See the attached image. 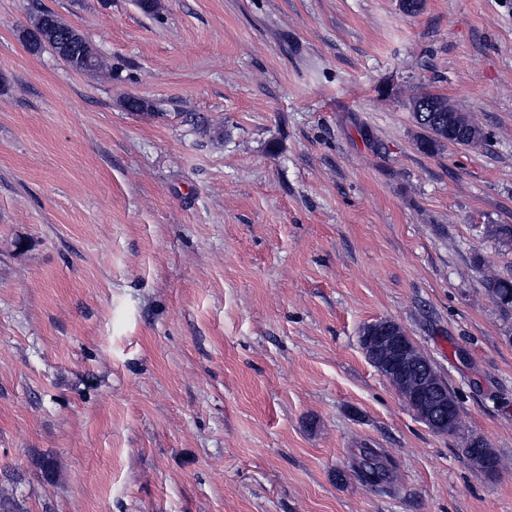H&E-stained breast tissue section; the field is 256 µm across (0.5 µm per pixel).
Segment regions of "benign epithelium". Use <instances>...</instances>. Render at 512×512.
Listing matches in <instances>:
<instances>
[{
	"instance_id": "1",
	"label": "benign epithelium",
	"mask_w": 512,
	"mask_h": 512,
	"mask_svg": "<svg viewBox=\"0 0 512 512\" xmlns=\"http://www.w3.org/2000/svg\"><path fill=\"white\" fill-rule=\"evenodd\" d=\"M362 349L369 362L388 379L402 376V360L413 349V343L399 323L380 319L363 334ZM408 403L416 417L435 431L452 423L457 414L444 383L427 375L419 380Z\"/></svg>"
}]
</instances>
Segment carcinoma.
<instances>
[{"mask_svg":"<svg viewBox=\"0 0 512 512\" xmlns=\"http://www.w3.org/2000/svg\"><path fill=\"white\" fill-rule=\"evenodd\" d=\"M32 28L47 30L41 42H32L30 47L39 49L48 46L58 50L63 44L70 46L75 70L91 71L87 61L99 60L94 45L77 29L62 23L55 14L40 11L32 17ZM446 98L432 93H422L411 101V112L415 124L424 131L417 140V147L424 153H433L445 143L457 146L478 145L485 141L483 130L463 112H448ZM481 288L504 312H512V275L490 271L484 275ZM351 469L357 480L373 491L384 492L391 483L392 473L389 458L381 448H363L360 457L353 461Z\"/></svg>","mask_w":512,"mask_h":512,"instance_id":"cac0c4a2","label":"carcinoma"}]
</instances>
